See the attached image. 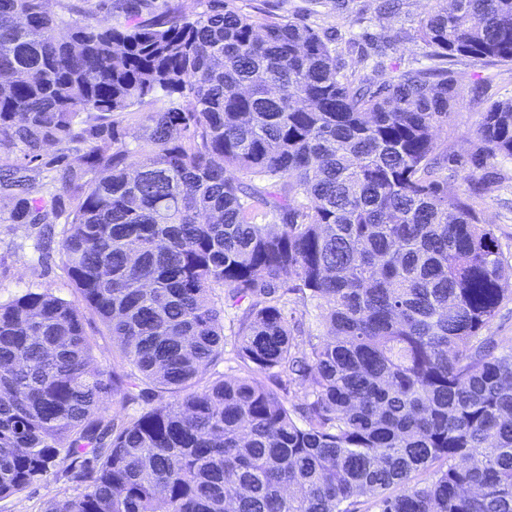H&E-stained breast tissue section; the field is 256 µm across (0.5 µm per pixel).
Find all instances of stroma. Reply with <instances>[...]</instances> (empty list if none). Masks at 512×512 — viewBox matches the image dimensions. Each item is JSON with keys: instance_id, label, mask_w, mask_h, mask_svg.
<instances>
[{"instance_id": "stroma-1", "label": "stroma", "mask_w": 512, "mask_h": 512, "mask_svg": "<svg viewBox=\"0 0 512 512\" xmlns=\"http://www.w3.org/2000/svg\"><path fill=\"white\" fill-rule=\"evenodd\" d=\"M237 7L260 19L299 18L319 30L336 33V49L347 62L369 51L372 41L389 38L384 63L387 68L427 64L428 49L418 39L419 22L437 6V0H403L399 16L379 14L378 0H236ZM461 106L451 114L438 135L442 155L468 154L487 105L512 96V63L458 60ZM497 174L493 190L475 202L486 223L492 224L506 264L512 266V160L492 161ZM38 230L21 224H0V303L26 289H47L74 301L78 294L68 279L59 251L42 255L37 249ZM66 460H57L47 478L37 485L0 500V512H49L56 502L80 493L67 482Z\"/></svg>"}]
</instances>
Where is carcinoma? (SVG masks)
<instances>
[{"mask_svg": "<svg viewBox=\"0 0 512 512\" xmlns=\"http://www.w3.org/2000/svg\"><path fill=\"white\" fill-rule=\"evenodd\" d=\"M57 2L0 0V223L63 225L80 302L0 303V499L63 455L84 492L50 512H512V348L484 335L512 271L473 204L494 175L440 176L512 160V98L437 154L448 64L511 63L512 0H446L430 65L387 73L384 42L353 79L330 34L231 0ZM226 304L236 366L207 378ZM118 395L149 407L114 418ZM95 326L93 325V328L88 330L89 334L94 335L93 337L97 342L93 366L106 368L112 364V338L105 335V332H98L103 331V327L98 322H96Z\"/></svg>", "mask_w": 512, "mask_h": 512, "instance_id": "cac0c4a2", "label": "carcinoma"}]
</instances>
